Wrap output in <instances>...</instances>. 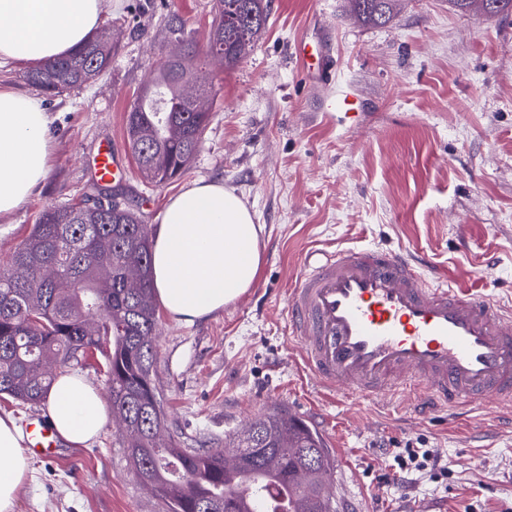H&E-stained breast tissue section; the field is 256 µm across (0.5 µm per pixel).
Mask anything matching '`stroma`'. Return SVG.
I'll return each mask as SVG.
<instances>
[{
    "label": "stroma",
    "instance_id": "stroma-1",
    "mask_svg": "<svg viewBox=\"0 0 512 512\" xmlns=\"http://www.w3.org/2000/svg\"><path fill=\"white\" fill-rule=\"evenodd\" d=\"M213 0H112L124 18L111 70L45 101L53 161L15 213L0 217V269L45 207L93 192L92 159L118 143L115 186L144 223L167 198L218 181L263 227L261 276L236 303L192 323L161 314L154 381L169 431L186 448H220L251 418L307 409L335 464L336 512H512V416L487 403L462 419L409 423L394 402L372 409L322 398L290 361L286 295L312 249L407 247L442 279L512 305V13L483 18L448 0H404L396 20L367 26L345 0H273L266 29L225 72L185 174L145 186L125 113L168 49L179 14L205 42ZM308 45L306 62L295 43ZM445 453L447 479L380 486L387 448L407 439ZM16 512H164L129 469L114 424L85 446L31 457Z\"/></svg>",
    "mask_w": 512,
    "mask_h": 512
}]
</instances>
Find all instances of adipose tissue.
<instances>
[{
    "instance_id": "ef3b65f1",
    "label": "adipose tissue",
    "mask_w": 512,
    "mask_h": 512,
    "mask_svg": "<svg viewBox=\"0 0 512 512\" xmlns=\"http://www.w3.org/2000/svg\"><path fill=\"white\" fill-rule=\"evenodd\" d=\"M104 0H0V67L48 64L83 46L98 29ZM51 119L41 99L0 85V216L18 210L51 167ZM261 225L223 183L197 181L164 204L152 247V280L162 308L191 323L234 303L260 278ZM55 434L79 446L99 436L109 414L83 376L59 374L48 399ZM29 455L8 415H0V512H15Z\"/></svg>"
}]
</instances>
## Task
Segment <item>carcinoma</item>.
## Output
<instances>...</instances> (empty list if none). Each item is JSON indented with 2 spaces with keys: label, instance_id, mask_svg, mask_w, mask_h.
Returning <instances> with one entry per match:
<instances>
[{
  "label": "carcinoma",
  "instance_id": "1",
  "mask_svg": "<svg viewBox=\"0 0 512 512\" xmlns=\"http://www.w3.org/2000/svg\"><path fill=\"white\" fill-rule=\"evenodd\" d=\"M360 23L394 20L403 0H347ZM217 13L204 44L172 14L165 31L191 51L187 67L205 98L215 93L209 58L212 41L224 37V68L241 58L238 46L266 28L271 0H214ZM118 44L104 26L77 51L28 70L26 82L54 97L93 84L112 66ZM161 95L142 91L125 117L128 145L146 184L178 178L197 154L210 113L197 112L161 71ZM153 147L142 156V143ZM152 231L128 204L107 209L91 195L44 210L28 237L0 271V397L40 405L56 373L84 356L105 359L112 415L134 475L165 512H333L321 498L334 471L322 438L305 421L278 408L258 415L230 435L232 453L244 468L226 462L224 449L187 450L167 431V415L153 379L158 312L150 276ZM23 268V276L14 274Z\"/></svg>",
  "mask_w": 512,
  "mask_h": 512
}]
</instances>
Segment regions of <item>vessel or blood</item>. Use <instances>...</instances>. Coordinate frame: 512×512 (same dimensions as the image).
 <instances>
[{
    "label": "vessel or blood",
    "instance_id": "1",
    "mask_svg": "<svg viewBox=\"0 0 512 512\" xmlns=\"http://www.w3.org/2000/svg\"><path fill=\"white\" fill-rule=\"evenodd\" d=\"M101 180L118 149L94 157ZM406 250L337 248L305 255L286 297L304 373L329 396L363 406L402 393L413 420L512 405V309L482 292L430 282Z\"/></svg>",
    "mask_w": 512,
    "mask_h": 512
}]
</instances>
